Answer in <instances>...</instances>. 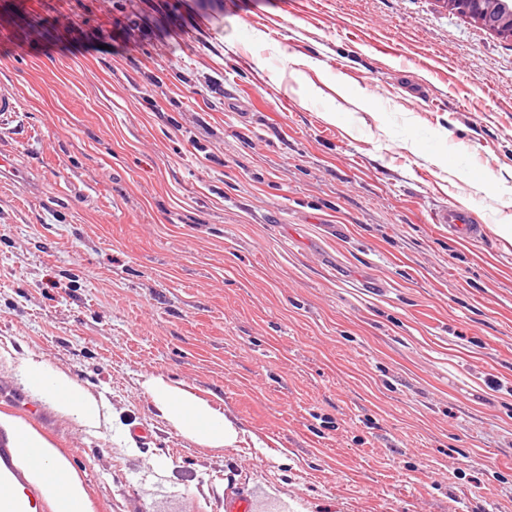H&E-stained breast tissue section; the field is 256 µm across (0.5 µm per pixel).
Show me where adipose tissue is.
Wrapping results in <instances>:
<instances>
[{
  "label": "adipose tissue",
  "instance_id": "obj_1",
  "mask_svg": "<svg viewBox=\"0 0 512 512\" xmlns=\"http://www.w3.org/2000/svg\"><path fill=\"white\" fill-rule=\"evenodd\" d=\"M24 376L31 390L52 398L61 411L77 416L85 427L100 426L102 402L67 373L41 361H30L24 366ZM140 388L161 418L193 443L215 450L238 444L241 429L210 401L155 374L144 375ZM16 457L28 466L33 481L45 484L54 512H89L83 483L36 434H25Z\"/></svg>",
  "mask_w": 512,
  "mask_h": 512
}]
</instances>
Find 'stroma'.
Segmentation results:
<instances>
[{
	"label": "stroma",
	"mask_w": 512,
	"mask_h": 512,
	"mask_svg": "<svg viewBox=\"0 0 512 512\" xmlns=\"http://www.w3.org/2000/svg\"><path fill=\"white\" fill-rule=\"evenodd\" d=\"M0 86V416L91 512H512V41L437 0H0ZM31 360L100 427L20 412ZM20 112L22 105L19 98L0 87V175L11 176L17 181H22L25 175L16 162L15 152L8 140L14 139V131L19 123L11 125L17 121ZM435 223L448 226V234L466 242L482 240L485 229L483 224H474L469 212L463 208L450 206L435 214ZM24 376L32 391L52 398L61 411L74 414L85 427L96 429L100 426L104 418L103 403L67 373L31 360L24 366ZM139 385L161 418L198 446L235 448L244 433L221 408L160 375H144Z\"/></svg>",
	"instance_id": "1"
}]
</instances>
